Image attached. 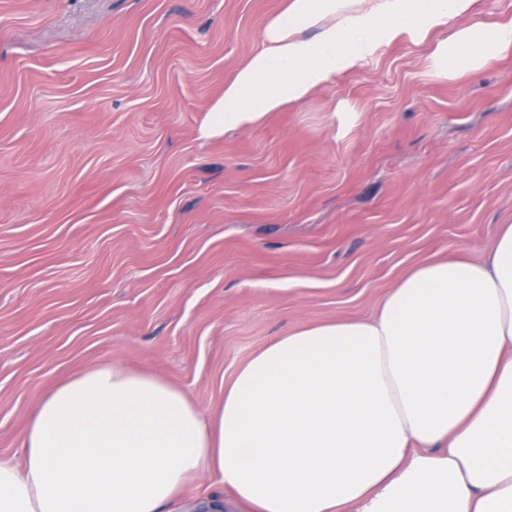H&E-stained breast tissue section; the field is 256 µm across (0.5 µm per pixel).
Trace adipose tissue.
<instances>
[{
  "label": "adipose tissue",
  "instance_id": "ef3b65f1",
  "mask_svg": "<svg viewBox=\"0 0 512 512\" xmlns=\"http://www.w3.org/2000/svg\"><path fill=\"white\" fill-rule=\"evenodd\" d=\"M479 0H290L225 81L205 137L254 124L394 43L458 22L451 76L512 53ZM23 460L0 459V512H165L218 476L249 512H512V224L477 261H431L376 315L255 352L212 413L120 363L40 399Z\"/></svg>",
  "mask_w": 512,
  "mask_h": 512
}]
</instances>
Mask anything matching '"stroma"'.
Returning <instances> with one entry per match:
<instances>
[{
    "label": "stroma",
    "mask_w": 512,
    "mask_h": 512,
    "mask_svg": "<svg viewBox=\"0 0 512 512\" xmlns=\"http://www.w3.org/2000/svg\"><path fill=\"white\" fill-rule=\"evenodd\" d=\"M286 0H0V456L37 400L120 362L215 407L277 337L367 318L512 224V55L448 77L456 27L258 123L200 129ZM219 498L208 475L173 505Z\"/></svg>",
    "instance_id": "stroma-1"
}]
</instances>
